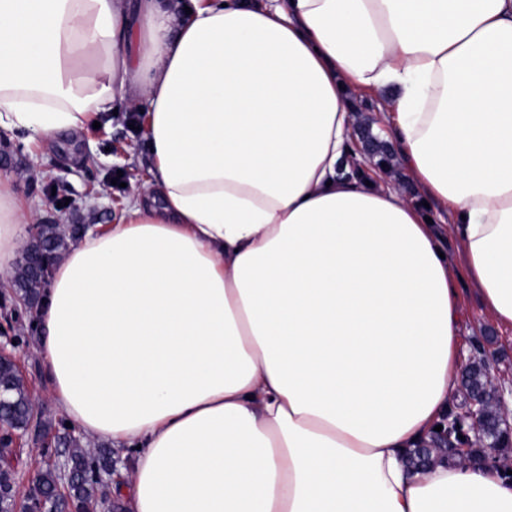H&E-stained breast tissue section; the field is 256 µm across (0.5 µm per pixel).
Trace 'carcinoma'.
I'll return each mask as SVG.
<instances>
[{
	"mask_svg": "<svg viewBox=\"0 0 512 512\" xmlns=\"http://www.w3.org/2000/svg\"><path fill=\"white\" fill-rule=\"evenodd\" d=\"M73 236L58 224H42L37 234L27 243L23 260L14 271L11 283L15 296L34 299L45 287L46 278L34 270L33 258L46 254L54 259L67 248ZM0 414L7 418L14 431L26 432L32 417V396L25 377L8 357L0 359ZM62 444L68 448L64 469L49 465L39 471L37 488L41 496L42 512H63L58 490L66 489L70 512H86L96 500L101 481L96 476L112 473V451L99 448L94 452L79 446L76 438L64 432ZM13 473L0 470V512H13Z\"/></svg>",
	"mask_w": 512,
	"mask_h": 512,
	"instance_id": "obj_1",
	"label": "carcinoma"
}]
</instances>
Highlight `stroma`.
Wrapping results in <instances>:
<instances>
[{
  "instance_id": "stroma-1",
  "label": "stroma",
  "mask_w": 512,
  "mask_h": 512,
  "mask_svg": "<svg viewBox=\"0 0 512 512\" xmlns=\"http://www.w3.org/2000/svg\"><path fill=\"white\" fill-rule=\"evenodd\" d=\"M385 94L366 90L352 97L358 121L352 131L356 152H364L366 135L382 112ZM132 112L119 107L105 112L99 128L58 134L47 146L27 144L24 134L0 129V174L12 175L21 196L29 201L40 224L65 220L87 228L119 223L130 188L143 181L145 158L137 149L138 133L130 129ZM457 286L465 302L461 325L462 364L479 358L492 359V371L512 385V329L496 326L480 303L474 285L458 273ZM12 288H0V332L10 336V352L19 362L33 398L39 399L42 446L21 443L8 455H0V466L23 473L45 461L63 463L64 448L58 438L64 420L47 401L48 378L36 352L33 316L16 315Z\"/></svg>"
}]
</instances>
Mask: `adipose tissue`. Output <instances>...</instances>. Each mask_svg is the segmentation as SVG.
Here are the masks:
<instances>
[{"label":"adipose tissue","instance_id":"ef3b65f1","mask_svg":"<svg viewBox=\"0 0 512 512\" xmlns=\"http://www.w3.org/2000/svg\"><path fill=\"white\" fill-rule=\"evenodd\" d=\"M359 88L396 161L354 154ZM116 102L150 177L55 263L35 329L51 403L135 449L129 512H512L502 461L406 463L457 396L447 234L512 328V0H0V128ZM32 221L0 174L1 281ZM392 176L394 177L395 180L398 181L399 183V187L404 191L405 195L408 197V198H411L412 200H414L415 202L421 204V207L422 209L430 214V215H433L434 216V219H435V223L436 224H441L439 218H438V211H437V206H435L434 204L430 203L429 201H427L424 197V193H422L419 189V187L413 182L411 181L410 179H408L403 173L402 171H393L392 172ZM423 201H426L428 204H429V208H426L424 205H423Z\"/></svg>","mask_w":512,"mask_h":512}]
</instances>
